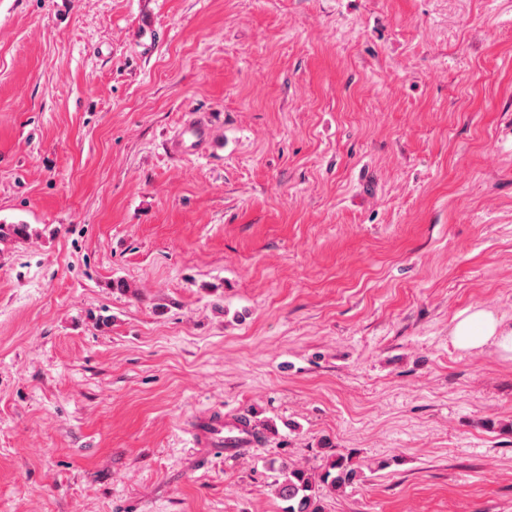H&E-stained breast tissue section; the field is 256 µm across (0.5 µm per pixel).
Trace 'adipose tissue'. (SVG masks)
Instances as JSON below:
<instances>
[{
    "instance_id": "adipose-tissue-1",
    "label": "adipose tissue",
    "mask_w": 512,
    "mask_h": 512,
    "mask_svg": "<svg viewBox=\"0 0 512 512\" xmlns=\"http://www.w3.org/2000/svg\"><path fill=\"white\" fill-rule=\"evenodd\" d=\"M452 334L461 349L492 346L502 354L512 356V329H505L501 320L490 311H460L454 318Z\"/></svg>"
}]
</instances>
